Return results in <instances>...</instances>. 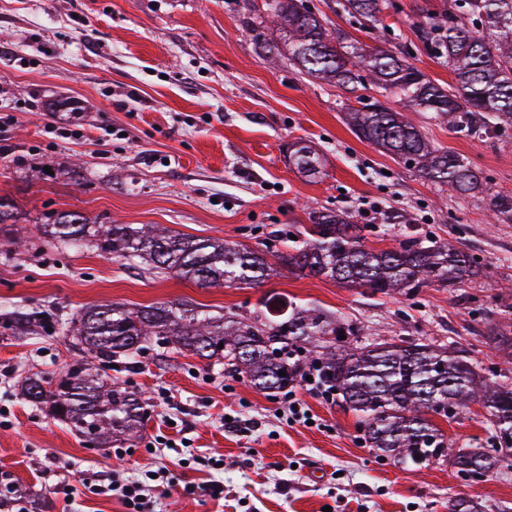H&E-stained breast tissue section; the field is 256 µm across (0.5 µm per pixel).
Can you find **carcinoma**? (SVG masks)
<instances>
[{
    "mask_svg": "<svg viewBox=\"0 0 512 512\" xmlns=\"http://www.w3.org/2000/svg\"><path fill=\"white\" fill-rule=\"evenodd\" d=\"M340 6L349 16L375 24L394 4L341 0ZM265 10L288 41V61L315 80L346 89L372 83L472 137L512 125V0H451L445 13L424 17L421 40L434 58L448 64V85L432 80L404 53L366 50L343 31L331 33L327 19L302 0H265ZM358 103L360 108H349L347 122L361 139L437 186L484 195L498 219L512 222V194L489 193L467 158L433 145L404 113L378 100ZM287 152L296 169L317 170L309 147L290 143ZM308 220L304 239L274 252L150 224H91L76 211L57 212L42 228L68 247L144 263L154 276L174 274L202 287L256 283L269 276L272 258L308 276L385 295L412 296L431 283L458 288L481 272L473 256L449 239L409 237L375 249L367 245V225L348 213L318 209ZM39 315L14 310L5 317V329L14 337L35 335L43 322ZM56 325L72 336L83 358L25 380L22 393L95 448L137 433L146 416L142 402L105 372L116 357L135 359L146 343L213 360L270 394L299 384L311 369L358 416L369 447L404 466L448 461L467 478L476 460L490 472L499 457L482 448L454 449L433 421L471 404L489 413L495 434L512 439V384L483 376L465 350L420 339L363 342L345 319L294 299L270 298L249 312L221 315L186 300L140 309L100 304L82 307ZM340 335L354 340L338 347Z\"/></svg>",
    "mask_w": 512,
    "mask_h": 512,
    "instance_id": "cac0c4a2",
    "label": "carcinoma"
}]
</instances>
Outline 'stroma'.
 Returning a JSON list of instances; mask_svg holds the SVG:
<instances>
[{
  "instance_id": "1",
  "label": "stroma",
  "mask_w": 512,
  "mask_h": 512,
  "mask_svg": "<svg viewBox=\"0 0 512 512\" xmlns=\"http://www.w3.org/2000/svg\"><path fill=\"white\" fill-rule=\"evenodd\" d=\"M339 0H307L329 26L361 44L410 52L445 84L417 24L421 9L450 0H395L378 28L342 15ZM264 0H0V195L14 200L11 246L0 248V314L37 309L62 316L82 306L129 308L188 300L212 313L252 309L277 296L318 305L360 328L362 340L423 338L467 349L495 380L512 383V349L488 341L512 332V223L485 199L463 197L407 169L359 139L345 120L355 98L315 81L287 57L260 56L275 37ZM415 124L436 145L468 158L493 191L512 193V126L477 139L417 111ZM308 141L325 158L317 177L288 166L285 148ZM366 218L368 244L408 236L456 240L480 263L460 288L427 286L414 297L344 288L277 267L253 285L200 288L43 237L49 214L77 211L101 224H160L201 239L284 248L314 209ZM60 330L0 337V473L22 489L27 512H125L97 494L105 474L125 478L166 468L179 489L152 496L143 512H450L471 497L484 512H512V463L474 483L447 462L416 469L369 448L357 416L311 393L319 419L306 427L281 415L267 395L223 366L144 349L137 364L116 359L107 374L146 401L139 436L101 450L22 399L18 381L79 359ZM167 401L149 404L158 390ZM228 415L255 419L247 430ZM437 424L457 448L494 452L498 441L480 406ZM223 458L216 473L207 458ZM220 477L224 500L184 495L185 484ZM75 486L71 500L56 483Z\"/></svg>"
}]
</instances>
